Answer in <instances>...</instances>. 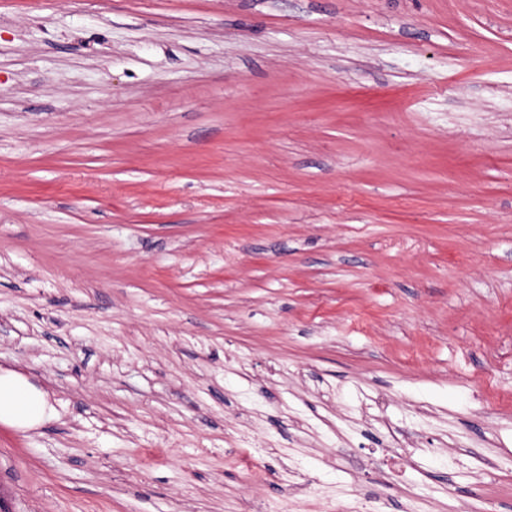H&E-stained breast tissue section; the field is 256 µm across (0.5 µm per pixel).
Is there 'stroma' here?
<instances>
[{
  "label": "stroma",
  "mask_w": 512,
  "mask_h": 512,
  "mask_svg": "<svg viewBox=\"0 0 512 512\" xmlns=\"http://www.w3.org/2000/svg\"><path fill=\"white\" fill-rule=\"evenodd\" d=\"M0 367L10 512H512V0H0ZM53 417L44 394L23 375L0 369V423L34 429ZM382 500L379 497H354L344 503L336 500V505L329 511L336 512H377L380 510Z\"/></svg>",
  "instance_id": "35a3bbf8"
}]
</instances>
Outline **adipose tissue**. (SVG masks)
Segmentation results:
<instances>
[{"instance_id": "adipose-tissue-1", "label": "adipose tissue", "mask_w": 512, "mask_h": 512, "mask_svg": "<svg viewBox=\"0 0 512 512\" xmlns=\"http://www.w3.org/2000/svg\"><path fill=\"white\" fill-rule=\"evenodd\" d=\"M53 409L44 394L23 375L0 369V423L34 429L51 419Z\"/></svg>"}]
</instances>
